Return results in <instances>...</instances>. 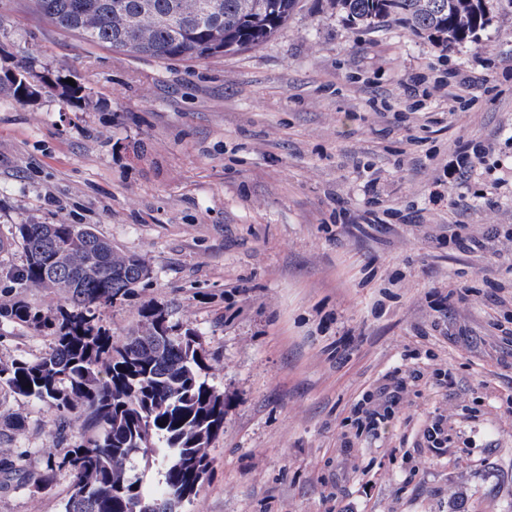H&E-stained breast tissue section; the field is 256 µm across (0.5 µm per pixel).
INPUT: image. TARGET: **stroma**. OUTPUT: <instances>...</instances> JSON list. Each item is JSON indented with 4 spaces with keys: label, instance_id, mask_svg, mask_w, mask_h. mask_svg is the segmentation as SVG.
Segmentation results:
<instances>
[{
    "label": "stroma",
    "instance_id": "stroma-1",
    "mask_svg": "<svg viewBox=\"0 0 512 512\" xmlns=\"http://www.w3.org/2000/svg\"><path fill=\"white\" fill-rule=\"evenodd\" d=\"M38 73L84 88L78 104L0 94V299L16 296V225L88 224L145 259L138 295L101 313L115 337L151 301L199 334L224 392L213 471L184 512H512V242L463 252L451 224L482 237L512 225V11L494 8L477 41L447 48L399 23L357 29L326 0H297L265 45L197 63H161L90 46L29 8L0 0V74ZM454 71L457 82L440 86ZM422 76L428 98L406 91ZM471 98L453 111L452 97ZM461 141L494 153L429 201ZM377 211L412 223L358 229L366 169ZM464 299L438 305L446 286ZM52 339L0 328V360L35 359ZM419 368L410 407L375 435L353 408L393 369ZM451 372L439 388L435 370ZM24 413L15 434L8 417ZM448 414L456 447L420 467L427 417ZM48 407L0 392V448L24 481L0 487V512H62L73 483L30 485L78 442Z\"/></svg>",
    "mask_w": 512,
    "mask_h": 512
}]
</instances>
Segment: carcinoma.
Listing matches in <instances>:
<instances>
[{"label":"carcinoma","mask_w":512,"mask_h":512,"mask_svg":"<svg viewBox=\"0 0 512 512\" xmlns=\"http://www.w3.org/2000/svg\"><path fill=\"white\" fill-rule=\"evenodd\" d=\"M351 25L374 29L393 18L448 48L478 39L492 22L490 0H330ZM297 0H29L60 31L92 45L160 62H200L258 48L287 25ZM35 80L34 61L0 76L16 100ZM44 93L82 101L80 85L39 82ZM24 263L19 288L61 296L44 312L22 298L0 302V325L26 327L53 340L35 360L0 361V391L51 408L83 442L50 460L33 492L57 472L73 476L64 512H182L210 471L211 441L224 432V392L210 377L197 332L146 302L140 329L119 340L100 323L102 310L138 293L149 267L115 251L85 224H17ZM161 467L157 497L137 459Z\"/></svg>","instance_id":"cac0c4a2"}]
</instances>
